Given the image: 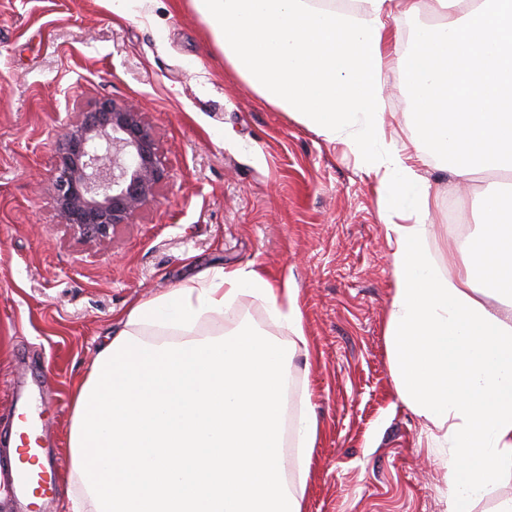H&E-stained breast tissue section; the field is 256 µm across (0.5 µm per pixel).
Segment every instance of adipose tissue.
Returning <instances> with one entry per match:
<instances>
[{"instance_id": "1", "label": "adipose tissue", "mask_w": 512, "mask_h": 512, "mask_svg": "<svg viewBox=\"0 0 512 512\" xmlns=\"http://www.w3.org/2000/svg\"><path fill=\"white\" fill-rule=\"evenodd\" d=\"M192 0L225 63L269 105L352 152L377 181L394 291L385 336L397 396L448 456V512H472L512 472V193L479 197L460 272L429 251V193L389 139L380 73L398 67L413 142L452 175L512 170V0ZM440 23L395 45L403 20ZM292 335L198 330L239 297ZM498 307L487 306V298ZM72 393V512H302L285 485L288 349H307L298 290L259 271L204 269L132 306Z\"/></svg>"}]
</instances>
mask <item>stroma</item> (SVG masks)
<instances>
[{
  "label": "stroma",
  "instance_id": "stroma-1",
  "mask_svg": "<svg viewBox=\"0 0 512 512\" xmlns=\"http://www.w3.org/2000/svg\"><path fill=\"white\" fill-rule=\"evenodd\" d=\"M385 117L409 143L401 74L383 77ZM103 99L140 102L169 171L155 200L109 242L87 243L56 214L52 182L64 124ZM430 248L447 265L449 219L480 234L485 170L457 184L444 158L423 154ZM256 269L293 279L308 339L288 361L293 407L318 422L303 512H447L448 466L424 420L397 396L384 336L393 294L376 184L342 144L263 101L224 62L191 0H0V439L15 422L13 391L41 407L62 492L44 512H70L66 430L73 388L131 306L198 269ZM280 341L268 304L242 296L223 321Z\"/></svg>",
  "mask_w": 512,
  "mask_h": 512
}]
</instances>
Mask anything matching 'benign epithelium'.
<instances>
[{"mask_svg": "<svg viewBox=\"0 0 512 512\" xmlns=\"http://www.w3.org/2000/svg\"><path fill=\"white\" fill-rule=\"evenodd\" d=\"M52 183L61 223L80 237L105 241L154 201L168 179L145 112L102 100L67 123L57 144Z\"/></svg>", "mask_w": 512, "mask_h": 512, "instance_id": "7a95c632", "label": "benign epithelium"}]
</instances>
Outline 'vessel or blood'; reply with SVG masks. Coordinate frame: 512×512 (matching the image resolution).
Wrapping results in <instances>:
<instances>
[{"label":"vessel or blood","mask_w":512,"mask_h":512,"mask_svg":"<svg viewBox=\"0 0 512 512\" xmlns=\"http://www.w3.org/2000/svg\"><path fill=\"white\" fill-rule=\"evenodd\" d=\"M40 420L37 407L25 401L17 404L11 483L15 495L33 512H44L58 492L57 462L44 445Z\"/></svg>","instance_id":"obj_1"}]
</instances>
